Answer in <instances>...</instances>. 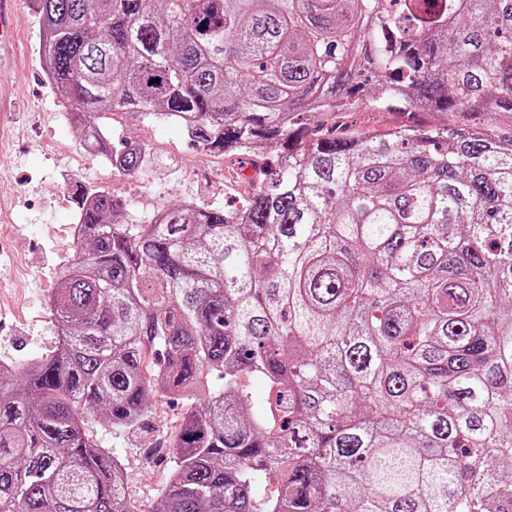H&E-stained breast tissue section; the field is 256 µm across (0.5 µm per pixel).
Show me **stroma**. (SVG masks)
I'll use <instances>...</instances> for the list:
<instances>
[{
    "mask_svg": "<svg viewBox=\"0 0 512 512\" xmlns=\"http://www.w3.org/2000/svg\"><path fill=\"white\" fill-rule=\"evenodd\" d=\"M39 22L34 4L23 11L16 47L0 55V76L12 75L18 104L5 117L10 137L0 145V263L7 267L0 281V360H21L47 352L54 341L46 299L64 256L76 205L58 193L57 167L64 159L81 162L85 183L111 188L131 199L152 195L167 203L192 196L204 205L235 206L249 187L217 175L220 158L204 154L183 140L177 128L153 119L121 116L116 141L131 140L152 148L151 176L118 179L106 159L84 158L77 132L63 117L64 105L47 80L37 52ZM322 122L338 133L381 132L401 124L400 115L368 105L349 112L325 114ZM186 407L166 399L151 407L136 428L116 431L99 421L91 433L101 448L131 471L129 494L147 506L167 481L171 463L161 448L171 438Z\"/></svg>",
    "mask_w": 512,
    "mask_h": 512,
    "instance_id": "1",
    "label": "stroma"
}]
</instances>
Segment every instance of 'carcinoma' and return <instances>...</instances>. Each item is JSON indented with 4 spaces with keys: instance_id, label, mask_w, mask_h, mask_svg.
Returning <instances> with one entry per match:
<instances>
[{
    "instance_id": "1",
    "label": "carcinoma",
    "mask_w": 512,
    "mask_h": 512,
    "mask_svg": "<svg viewBox=\"0 0 512 512\" xmlns=\"http://www.w3.org/2000/svg\"><path fill=\"white\" fill-rule=\"evenodd\" d=\"M75 118L175 117L240 210L126 220L106 187L47 299L54 346L0 369V512H138L90 436L187 406L145 512H512V0H35ZM410 124L358 137L364 102ZM450 112L475 119L445 122ZM319 120L326 124V128L336 125V133L359 135L385 131L402 124L404 119L394 112L364 104L353 111L324 114Z\"/></svg>"
}]
</instances>
